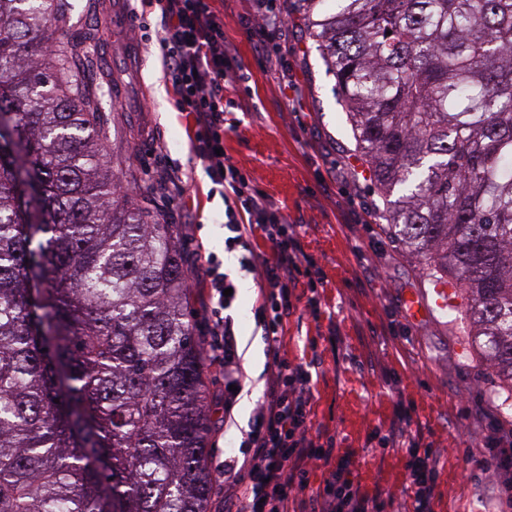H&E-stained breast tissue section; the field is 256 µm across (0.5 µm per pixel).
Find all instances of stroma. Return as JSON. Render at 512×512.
Masks as SVG:
<instances>
[{"mask_svg":"<svg viewBox=\"0 0 512 512\" xmlns=\"http://www.w3.org/2000/svg\"><path fill=\"white\" fill-rule=\"evenodd\" d=\"M132 5L70 0L61 44L95 34L78 47L91 63L77 80L101 102L104 159L121 186L137 188L140 207L165 214L177 226L193 327L207 343L204 262L197 248L219 255L235 285L256 276L224 249V203L209 198L211 183L190 150L188 120L159 59L160 19L150 12L133 16ZM276 5L286 24L269 61L248 32L253 0L214 4L224 18V39L247 77L224 90L236 102V126L224 136V151L295 224L326 281L320 316L301 304L284 327L288 358L316 363L312 432L335 437L339 452L354 460L362 488L380 493L385 512H406L402 454L376 450L373 441L375 432L395 421L397 402H404L421 445L440 451L435 512H496L498 478L470 480L459 451L479 448L487 436L486 408L512 430V398L472 346L459 294L442 311L416 316L405 309L406 296L426 300L432 286L417 257L398 245L383 222L382 199L371 187L368 165L357 153L335 81L307 35L306 21L294 0ZM289 83L294 91H286ZM174 169L182 176L177 187L166 178ZM257 305V292H241L229 310L245 375L232 417L224 415L223 376L205 371L211 469L224 458L244 456L241 433L267 388L270 370L254 318Z\"/></svg>","mask_w":512,"mask_h":512,"instance_id":"obj_1","label":"stroma"}]
</instances>
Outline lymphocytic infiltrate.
Returning a JSON list of instances; mask_svg holds the SVG:
<instances>
[{"instance_id": "obj_1", "label": "lymphocytic infiltrate", "mask_w": 512, "mask_h": 512, "mask_svg": "<svg viewBox=\"0 0 512 512\" xmlns=\"http://www.w3.org/2000/svg\"><path fill=\"white\" fill-rule=\"evenodd\" d=\"M156 5L163 21L159 45L180 111L192 116L190 148L212 183V193L224 199L225 249L241 248V264L255 271L260 299L256 326L262 331L273 374L257 406L242 447L247 460L230 457L216 468L229 490L224 512H383L380 494L363 492L353 475L350 457L337 453L334 438L312 435L311 365L282 354L283 324L295 307L290 288L294 276L315 283L307 299L312 314L320 312L319 289L324 279L314 259L303 249L294 225L245 177L221 150L225 117L235 106L224 88L243 81L234 48L224 40V22L212 0H144ZM268 243L269 254L257 253L254 234ZM205 285L212 342L205 353L209 366L224 375V409L232 411L241 383L240 357L234 322L226 314L233 303L225 291L233 285L215 254H208ZM411 417L402 414L398 428L380 439L384 448L404 450L410 504L408 512H433L441 476L439 452L421 447L410 431ZM480 456H465L478 471H494L501 482L499 512H512V433L487 437ZM326 467L312 483L313 467Z\"/></svg>"}]
</instances>
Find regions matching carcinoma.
Masks as SVG:
<instances>
[{
  "mask_svg": "<svg viewBox=\"0 0 512 512\" xmlns=\"http://www.w3.org/2000/svg\"><path fill=\"white\" fill-rule=\"evenodd\" d=\"M297 2L388 229L512 388V0ZM68 7L0 0V512H207L178 229L115 204L98 103L49 48Z\"/></svg>",
  "mask_w": 512,
  "mask_h": 512,
  "instance_id": "obj_1",
  "label": "carcinoma"
}]
</instances>
